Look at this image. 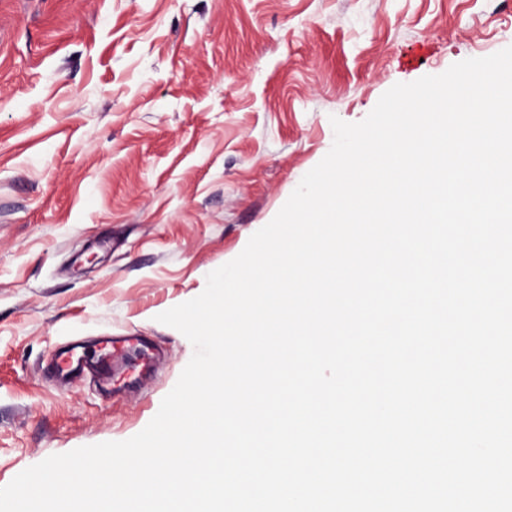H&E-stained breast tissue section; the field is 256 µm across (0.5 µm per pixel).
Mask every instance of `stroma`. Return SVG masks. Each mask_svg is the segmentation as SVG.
<instances>
[{"instance_id": "stroma-1", "label": "stroma", "mask_w": 512, "mask_h": 512, "mask_svg": "<svg viewBox=\"0 0 512 512\" xmlns=\"http://www.w3.org/2000/svg\"><path fill=\"white\" fill-rule=\"evenodd\" d=\"M512 45V0H0V486L139 433L200 295L397 83ZM141 334L133 390L58 384L61 345Z\"/></svg>"}]
</instances>
